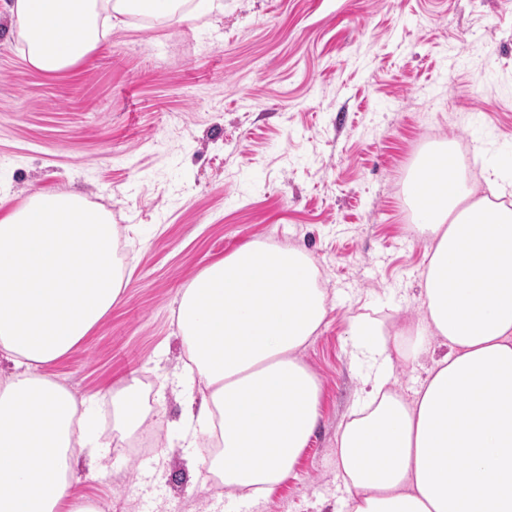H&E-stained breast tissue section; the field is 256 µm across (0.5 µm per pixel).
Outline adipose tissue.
<instances>
[{
  "label": "adipose tissue",
  "instance_id": "ef3b65f1",
  "mask_svg": "<svg viewBox=\"0 0 512 512\" xmlns=\"http://www.w3.org/2000/svg\"><path fill=\"white\" fill-rule=\"evenodd\" d=\"M187 0H12L11 26L35 70L61 73L125 17L167 23ZM430 245L422 318L385 334L357 319L354 348L374 363L336 448L347 512H512V207L477 197L446 149L404 186ZM112 215L74 192L42 190L0 216V512H100L72 497L74 465L94 417L43 370L118 304L125 273ZM304 248L251 241L205 265L177 296L197 386L184 412L188 448L216 441L209 469L226 492L255 501L288 478L312 435L321 388L300 353L327 315ZM440 341L413 399L390 386Z\"/></svg>",
  "mask_w": 512,
  "mask_h": 512
}]
</instances>
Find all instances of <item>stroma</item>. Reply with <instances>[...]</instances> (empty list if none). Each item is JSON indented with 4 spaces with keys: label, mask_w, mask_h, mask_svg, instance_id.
<instances>
[{
    "label": "stroma",
    "mask_w": 512,
    "mask_h": 512,
    "mask_svg": "<svg viewBox=\"0 0 512 512\" xmlns=\"http://www.w3.org/2000/svg\"><path fill=\"white\" fill-rule=\"evenodd\" d=\"M0 0V209L79 190L110 211L129 263L122 301L50 378L93 399L107 476L72 492L108 512H340L336 439L372 368L352 323L421 315L429 246L404 182L439 142L512 166V0H221L182 23L115 27L67 71L31 68ZM262 239L307 249L328 314L301 357L317 427L294 473L253 505L203 486L175 428L184 349L173 310L207 263ZM448 351L394 364L406 398ZM136 380L154 447L113 433Z\"/></svg>",
    "instance_id": "1"
}]
</instances>
